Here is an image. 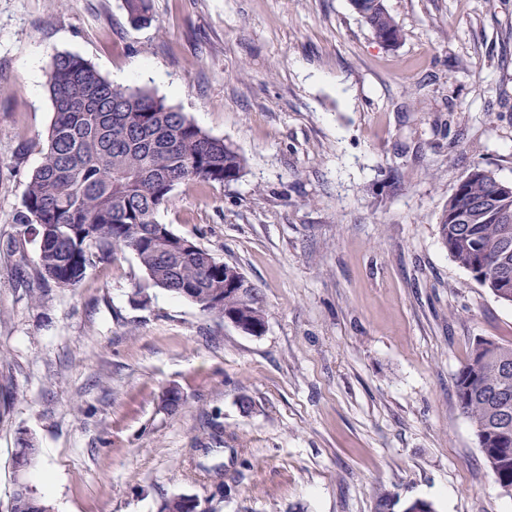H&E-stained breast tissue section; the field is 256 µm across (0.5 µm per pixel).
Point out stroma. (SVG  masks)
Masks as SVG:
<instances>
[{
    "label": "stroma",
    "instance_id": "obj_1",
    "mask_svg": "<svg viewBox=\"0 0 512 512\" xmlns=\"http://www.w3.org/2000/svg\"><path fill=\"white\" fill-rule=\"evenodd\" d=\"M384 4L391 46L349 0H150L145 26L124 0H0V512L23 432L54 512L174 495L376 512L384 494L391 512H512L455 390L477 340L512 342V306L438 229L474 166L512 184V0ZM61 52L245 156L242 178L178 186L157 219L260 290L261 335L154 287L128 251L34 301L39 239L18 214Z\"/></svg>",
    "mask_w": 512,
    "mask_h": 512
}]
</instances>
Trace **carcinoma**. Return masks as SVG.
I'll return each mask as SVG.
<instances>
[{
    "label": "carcinoma",
    "mask_w": 512,
    "mask_h": 512,
    "mask_svg": "<svg viewBox=\"0 0 512 512\" xmlns=\"http://www.w3.org/2000/svg\"><path fill=\"white\" fill-rule=\"evenodd\" d=\"M130 23L152 21L148 0H125ZM362 17L375 37L394 44L402 29L382 0H364ZM54 109L40 165L22 198L18 221L40 240L38 275L47 287L74 288L118 251L138 259L148 280L219 318L236 314L265 329L266 309L256 287L226 290L224 262L196 242L160 225L156 215L181 184L232 182L245 157L187 115L140 88L114 84L83 57L59 53L47 73ZM499 179L476 167L448 198L439 236L452 260L503 304L512 306V194H498ZM508 263V285L494 272ZM460 407L475 431L495 482L512 496V344L480 340L456 377ZM38 453L17 438L14 464L28 471ZM10 512H52L31 486L16 487Z\"/></svg>",
    "instance_id": "obj_1"
}]
</instances>
